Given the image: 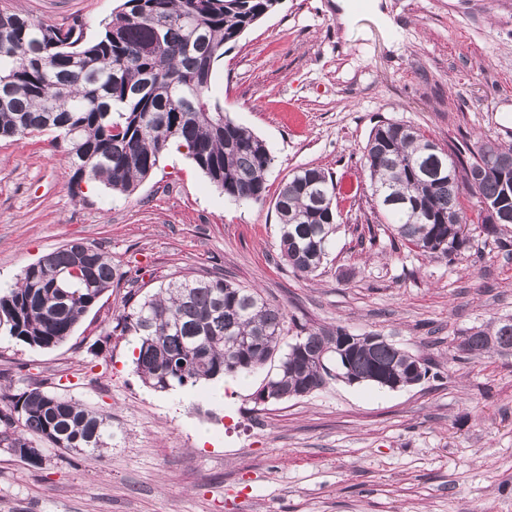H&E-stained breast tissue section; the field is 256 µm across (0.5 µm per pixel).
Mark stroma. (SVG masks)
<instances>
[{"label": "stroma", "instance_id": "35a3bbf8", "mask_svg": "<svg viewBox=\"0 0 512 512\" xmlns=\"http://www.w3.org/2000/svg\"><path fill=\"white\" fill-rule=\"evenodd\" d=\"M121 0H0L52 23L100 32ZM337 19L336 0H281L219 60L212 97L263 139L268 196H224L187 155L163 154L128 196L72 195L55 133L0 138V290L70 242L108 252L124 277L63 342L0 335V389L45 390L109 416L88 455L46 447L34 467L0 443V512H512V354L467 356L470 329L512 318V254L472 225L470 248L427 256L379 233L363 156L373 127L398 121L441 146L512 144V0H377ZM359 185L336 198L335 244L317 275L278 256L274 208L301 168ZM223 274L259 289L288 320L374 331L428 362L385 390L333 379L303 398L258 405L266 365L213 404L135 371L112 318L130 295L181 275Z\"/></svg>", "mask_w": 512, "mask_h": 512}]
</instances>
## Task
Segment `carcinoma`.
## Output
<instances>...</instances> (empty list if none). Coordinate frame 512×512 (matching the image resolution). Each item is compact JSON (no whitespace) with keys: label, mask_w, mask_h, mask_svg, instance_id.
<instances>
[{"label":"carcinoma","mask_w":512,"mask_h":512,"mask_svg":"<svg viewBox=\"0 0 512 512\" xmlns=\"http://www.w3.org/2000/svg\"><path fill=\"white\" fill-rule=\"evenodd\" d=\"M279 0H124L100 22L97 39L82 26L35 20L0 10V137L26 138L54 131L81 182H102L130 194L157 167L173 141H182L194 165L235 201H261L274 158L264 140L237 124L209 96L214 65ZM376 206L392 223L391 235L407 247L451 256L470 247L469 225L501 240L512 219L493 224L489 212L468 214L465 199H480L512 215V147L483 142L468 158L449 151L420 129L401 122L375 127L364 147ZM336 184L319 168H302L281 186L275 209L279 256L303 276L326 262L336 233ZM87 265L77 267L72 244L25 267L13 288L0 295V334L31 347L51 348L112 283L123 278L112 257L87 245ZM286 324L284 310L254 288L222 277L175 279L113 320L112 334L133 336L135 370L150 387L165 391L195 386L226 374H250L275 357ZM344 328L300 327V336L279 359L259 395L268 404L310 395L328 380L354 374L391 389L421 379L417 355L375 333L353 336L336 368ZM468 355L512 352V318L473 328L458 345ZM423 373H417V370ZM8 401L0 432L8 450L39 466L36 437L55 448L89 452L112 434L107 416L34 386Z\"/></svg>","instance_id":"carcinoma-1"}]
</instances>
